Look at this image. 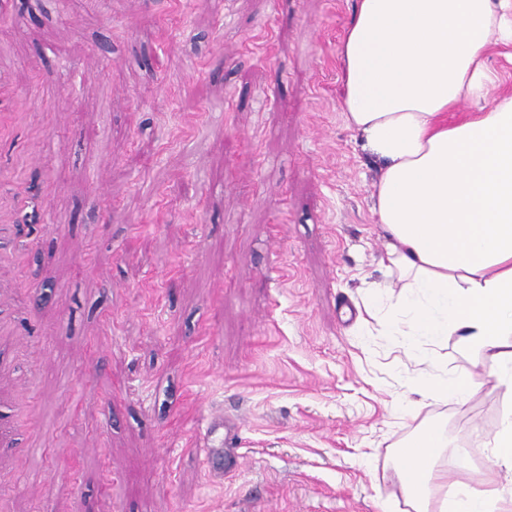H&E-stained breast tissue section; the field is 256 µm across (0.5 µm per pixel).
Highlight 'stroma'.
Masks as SVG:
<instances>
[{
    "instance_id": "stroma-1",
    "label": "stroma",
    "mask_w": 512,
    "mask_h": 512,
    "mask_svg": "<svg viewBox=\"0 0 512 512\" xmlns=\"http://www.w3.org/2000/svg\"><path fill=\"white\" fill-rule=\"evenodd\" d=\"M355 2L0 0V225L17 241L0 293L18 312L0 344L20 358L0 391L42 469H66L0 512H74V485L84 512H405L394 459L435 422L470 481L490 475L504 389L484 374L467 401L405 416L397 339L358 319L384 249L377 169L340 110ZM218 411L240 468L196 454Z\"/></svg>"
}]
</instances>
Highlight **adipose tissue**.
Instances as JSON below:
<instances>
[{
  "mask_svg": "<svg viewBox=\"0 0 512 512\" xmlns=\"http://www.w3.org/2000/svg\"><path fill=\"white\" fill-rule=\"evenodd\" d=\"M498 46H512V0H357L339 46L341 112L378 170L373 212L398 288L384 333L411 365L407 412L477 392L435 357L452 338L512 388V90L488 63ZM485 446L492 475L451 483L441 424L408 440L395 469L413 512H512V409Z\"/></svg>",
  "mask_w": 512,
  "mask_h": 512,
  "instance_id": "ef3b65f1",
  "label": "adipose tissue"
}]
</instances>
